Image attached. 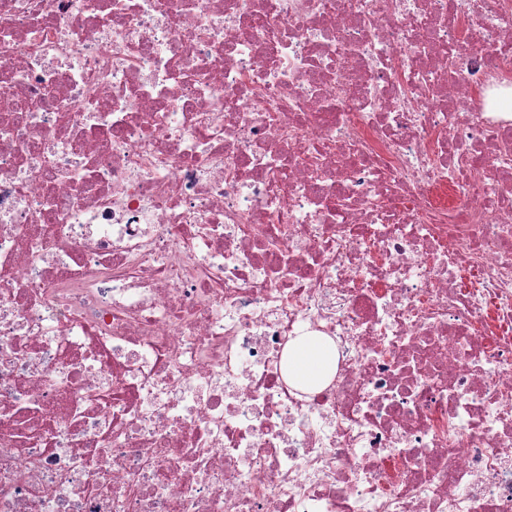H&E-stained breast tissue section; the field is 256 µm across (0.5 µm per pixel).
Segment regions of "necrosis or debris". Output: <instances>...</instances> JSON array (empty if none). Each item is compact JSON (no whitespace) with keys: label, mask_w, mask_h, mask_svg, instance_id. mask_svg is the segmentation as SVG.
<instances>
[{"label":"necrosis or debris","mask_w":512,"mask_h":512,"mask_svg":"<svg viewBox=\"0 0 512 512\" xmlns=\"http://www.w3.org/2000/svg\"><path fill=\"white\" fill-rule=\"evenodd\" d=\"M510 72L512 0H0V512H512ZM288 377L294 384L316 387L336 368V347L325 336H300L288 347Z\"/></svg>","instance_id":"4bbe7bcc"}]
</instances>
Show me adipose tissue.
Masks as SVG:
<instances>
[{
  "label": "adipose tissue",
  "instance_id": "adipose-tissue-1",
  "mask_svg": "<svg viewBox=\"0 0 512 512\" xmlns=\"http://www.w3.org/2000/svg\"><path fill=\"white\" fill-rule=\"evenodd\" d=\"M288 376L293 383L315 387L336 368V347L324 336H301L288 347Z\"/></svg>",
  "mask_w": 512,
  "mask_h": 512
}]
</instances>
